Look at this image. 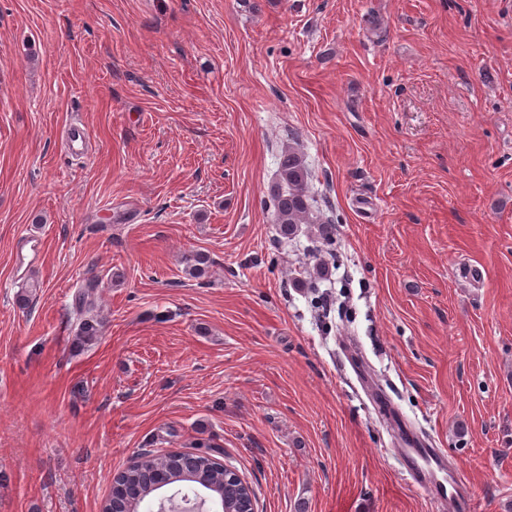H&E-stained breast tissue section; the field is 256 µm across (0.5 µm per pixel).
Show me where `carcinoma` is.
Masks as SVG:
<instances>
[{
  "instance_id": "carcinoma-1",
  "label": "carcinoma",
  "mask_w": 512,
  "mask_h": 512,
  "mask_svg": "<svg viewBox=\"0 0 512 512\" xmlns=\"http://www.w3.org/2000/svg\"><path fill=\"white\" fill-rule=\"evenodd\" d=\"M311 171L303 157L292 147L279 155L278 180L271 194L274 207V223L280 237L290 239L301 224L327 225L331 220L323 217L310 192ZM212 266L211 258L197 253L186 258V272L192 278L205 275ZM98 283L89 280L75 299V315L78 330L73 338L77 347H84L102 333L103 322L89 316L95 308L93 296ZM165 471L171 483L180 485L177 493L197 495L198 488L205 489L223 502L228 512L242 507L239 485L227 481L224 469L219 467L208 453L171 452L155 455L142 452L136 461L119 472L102 512H141L151 502L156 489L152 474Z\"/></svg>"
}]
</instances>
